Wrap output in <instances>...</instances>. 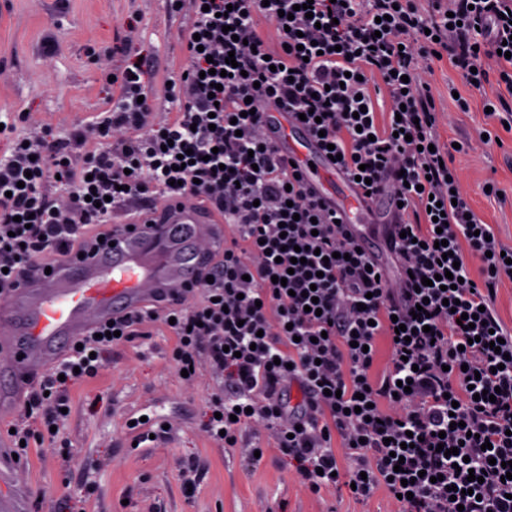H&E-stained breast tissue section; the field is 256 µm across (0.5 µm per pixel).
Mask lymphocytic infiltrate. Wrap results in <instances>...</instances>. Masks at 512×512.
<instances>
[{
  "mask_svg": "<svg viewBox=\"0 0 512 512\" xmlns=\"http://www.w3.org/2000/svg\"><path fill=\"white\" fill-rule=\"evenodd\" d=\"M190 25L175 118L149 123L150 60L115 75L118 99L91 128L17 136L0 154V296L29 269L111 243L114 216L175 195L201 199L232 235L189 298L156 311L176 369L223 377L205 428L225 447L274 430L311 494L385 488L398 512H512V328L496 309L512 249L474 212L438 133L424 62L447 55L476 89L496 83L490 119L512 125V0H180ZM310 11H303V4ZM270 22L277 45L257 28ZM236 68H228L227 56ZM381 81L392 114L377 120ZM303 115L339 171L392 216L390 260L372 262L334 211L307 195L263 131L267 107ZM444 226H437L436 217ZM446 239L447 248L437 245ZM451 258H444V251ZM458 284L442 289L435 275ZM426 313L415 316L417 304ZM477 315L464 329L462 314ZM410 329V341L395 328ZM139 319L108 323L34 381L15 422L18 458L54 440L67 389L132 342ZM390 342L374 375L379 338ZM502 338L500 349L490 346ZM409 382V391L399 383ZM496 398H488V391ZM490 449H483V442Z\"/></svg>",
  "mask_w": 512,
  "mask_h": 512,
  "instance_id": "obj_1",
  "label": "lymphocytic infiltrate"
}]
</instances>
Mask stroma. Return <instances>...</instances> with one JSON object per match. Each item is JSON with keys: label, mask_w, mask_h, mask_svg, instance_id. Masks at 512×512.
I'll list each match as a JSON object with an SVG mask.
<instances>
[{"label": "stroma", "mask_w": 512, "mask_h": 512, "mask_svg": "<svg viewBox=\"0 0 512 512\" xmlns=\"http://www.w3.org/2000/svg\"><path fill=\"white\" fill-rule=\"evenodd\" d=\"M131 21L135 47L154 62L161 111H179L163 93L184 64L180 39L188 18L168 0H0V113H29L31 123H51L61 134L92 120L113 92L98 59ZM50 40L56 52L48 58ZM429 65L442 109L440 137L463 145L453 160L468 200L512 247V131L482 112L493 89H472L448 60ZM452 88L470 111L456 108ZM485 129L497 140L483 146ZM489 182L497 194L484 193ZM144 329L145 337L107 353L96 378L70 386L54 444L30 449L27 464L6 481L5 491L22 493L26 512H395L383 490L364 502L345 493L309 494L269 432L246 427L237 447L213 443L204 432V406L220 378L185 382L171 359L174 336L156 323ZM143 415L166 423L167 431L140 441L130 421ZM258 443L266 448L263 460L246 465L247 449ZM192 466L197 476L189 483L184 473Z\"/></svg>", "instance_id": "obj_1"}]
</instances>
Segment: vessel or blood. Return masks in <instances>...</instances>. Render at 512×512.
<instances>
[{
	"label": "vessel or blood",
	"mask_w": 512,
	"mask_h": 512,
	"mask_svg": "<svg viewBox=\"0 0 512 512\" xmlns=\"http://www.w3.org/2000/svg\"><path fill=\"white\" fill-rule=\"evenodd\" d=\"M269 134L280 154L293 157L305 191L323 198L349 225L381 211L362 200L317 138L287 113L270 109ZM105 250L77 257L51 272L23 276L0 313V375L12 383L0 408L13 405L31 382L66 354L70 341L118 316L167 305L194 286L198 270L224 250L223 220L193 198L169 199L143 214L129 213Z\"/></svg>",
	"instance_id": "obj_1"
}]
</instances>
